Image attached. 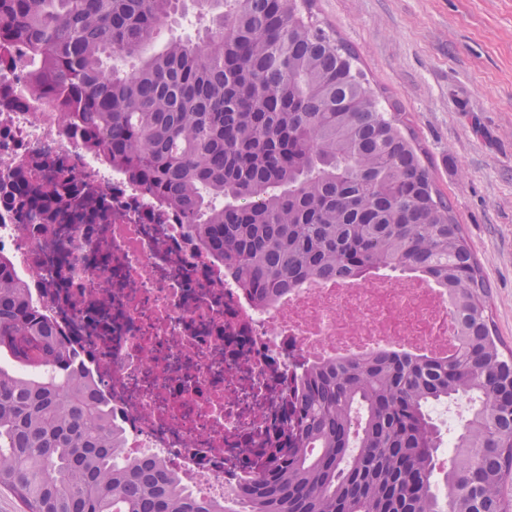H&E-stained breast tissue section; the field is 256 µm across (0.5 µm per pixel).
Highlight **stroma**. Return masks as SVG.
I'll return each mask as SVG.
<instances>
[{
    "mask_svg": "<svg viewBox=\"0 0 512 512\" xmlns=\"http://www.w3.org/2000/svg\"><path fill=\"white\" fill-rule=\"evenodd\" d=\"M311 12L413 130L512 348V0H313Z\"/></svg>",
    "mask_w": 512,
    "mask_h": 512,
    "instance_id": "35a3bbf8",
    "label": "stroma"
}]
</instances>
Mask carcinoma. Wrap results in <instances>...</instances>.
Masks as SVG:
<instances>
[{"mask_svg":"<svg viewBox=\"0 0 512 512\" xmlns=\"http://www.w3.org/2000/svg\"><path fill=\"white\" fill-rule=\"evenodd\" d=\"M218 49L173 36L186 2ZM311 0H0V44L42 64L85 145L178 203L190 231L261 302L311 278L418 272L448 289L463 330L446 360L379 353L308 372L288 447L243 486L245 512H444L433 401L479 410L442 475L451 512H503L512 479V350L450 204L402 132L353 80V56L302 8ZM0 258V488L23 512H238L197 499L160 463L125 462L112 410L76 353Z\"/></svg>","mask_w":512,"mask_h":512,"instance_id":"cac0c4a2","label":"carcinoma"}]
</instances>
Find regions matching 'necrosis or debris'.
I'll return each instance as SVG.
<instances>
[{"label":"necrosis or debris","instance_id":"4bbe7bcc","mask_svg":"<svg viewBox=\"0 0 512 512\" xmlns=\"http://www.w3.org/2000/svg\"><path fill=\"white\" fill-rule=\"evenodd\" d=\"M38 68L0 49V255L81 355L123 457L160 459L194 495L233 500L260 471L257 449L287 447L288 404L313 366L458 348L446 290L415 272L259 303L178 205L85 147L38 93Z\"/></svg>","mask_w":512,"mask_h":512}]
</instances>
